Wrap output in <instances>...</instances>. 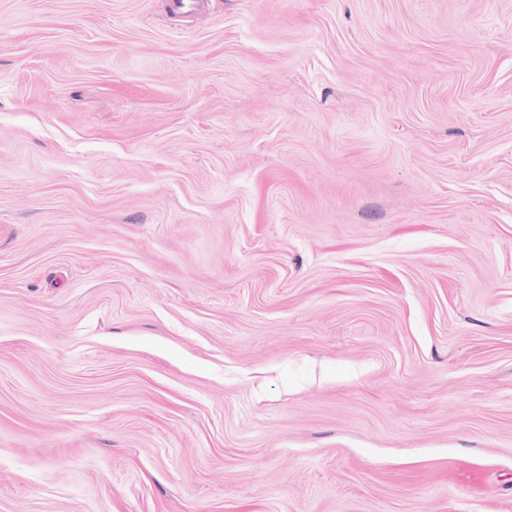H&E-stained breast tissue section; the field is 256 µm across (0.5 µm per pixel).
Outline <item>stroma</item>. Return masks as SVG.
<instances>
[{"label":"stroma","mask_w":512,"mask_h":512,"mask_svg":"<svg viewBox=\"0 0 512 512\" xmlns=\"http://www.w3.org/2000/svg\"><path fill=\"white\" fill-rule=\"evenodd\" d=\"M0 512H512V0H0Z\"/></svg>","instance_id":"stroma-1"}]
</instances>
